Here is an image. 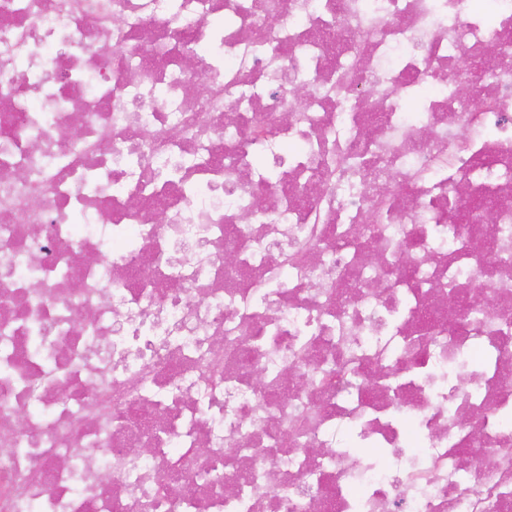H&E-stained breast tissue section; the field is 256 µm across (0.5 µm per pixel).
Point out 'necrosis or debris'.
Returning a JSON list of instances; mask_svg holds the SVG:
<instances>
[{
    "mask_svg": "<svg viewBox=\"0 0 512 512\" xmlns=\"http://www.w3.org/2000/svg\"><path fill=\"white\" fill-rule=\"evenodd\" d=\"M493 2L0 0V512H512ZM301 82L311 120L282 123ZM339 153L361 176L314 184Z\"/></svg>",
    "mask_w": 512,
    "mask_h": 512,
    "instance_id": "4bbe7bcc",
    "label": "necrosis or debris"
}]
</instances>
